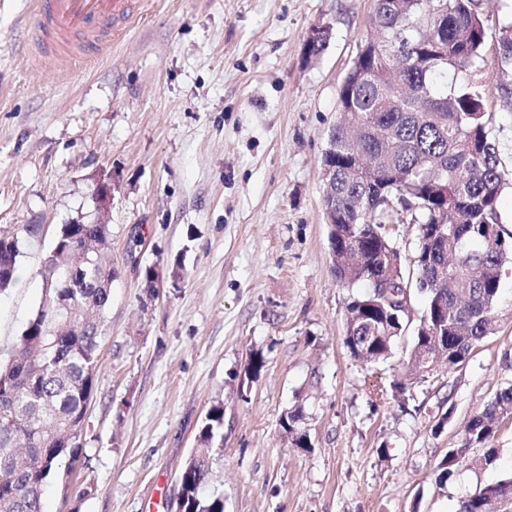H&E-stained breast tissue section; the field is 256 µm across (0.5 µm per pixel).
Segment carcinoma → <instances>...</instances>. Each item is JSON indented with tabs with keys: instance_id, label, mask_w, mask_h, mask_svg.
Segmentation results:
<instances>
[{
	"instance_id": "carcinoma-1",
	"label": "carcinoma",
	"mask_w": 512,
	"mask_h": 512,
	"mask_svg": "<svg viewBox=\"0 0 512 512\" xmlns=\"http://www.w3.org/2000/svg\"><path fill=\"white\" fill-rule=\"evenodd\" d=\"M472 0H373L358 52L339 92L340 120L328 137L321 164L336 167V244L357 243L359 266H334L347 287L366 291L348 313L374 308L380 274L377 231L389 223L393 203L417 225L416 277L430 282L408 351L407 375L416 374L426 328L448 337V352L461 358L494 331L502 273L512 260V234L503 228L498 200L505 185L498 149L488 137L482 82L485 23ZM332 33L304 46L305 61L318 59ZM499 71H512V22L499 29ZM466 82L448 92V72ZM0 251V291L14 282L28 224ZM110 226L64 224L42 267L44 298L20 336L15 354L0 362V512H42L46 479L80 460L88 401L97 381L98 350L111 289L100 273L112 267ZM97 243L94 267L83 260ZM408 329L400 317L374 325L346 319L344 342L387 358ZM512 420V386L502 389L466 426L471 445L489 443L500 422ZM224 407L212 406L182 469L185 512H224V495L203 494ZM512 498V477L488 484L461 502L460 512H486L493 499Z\"/></svg>"
}]
</instances>
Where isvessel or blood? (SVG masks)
Returning a JSON list of instances; mask_svg holds the SVG:
<instances>
[{
	"label": "vessel or blood",
	"instance_id": "b4317fda",
	"mask_svg": "<svg viewBox=\"0 0 512 512\" xmlns=\"http://www.w3.org/2000/svg\"><path fill=\"white\" fill-rule=\"evenodd\" d=\"M134 14L133 0H37L36 49L56 59L76 49L103 50Z\"/></svg>",
	"mask_w": 512,
	"mask_h": 512
}]
</instances>
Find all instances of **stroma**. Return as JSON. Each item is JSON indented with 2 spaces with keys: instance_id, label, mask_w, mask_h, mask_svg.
<instances>
[{
  "instance_id": "1",
  "label": "stroma",
  "mask_w": 512,
  "mask_h": 512,
  "mask_svg": "<svg viewBox=\"0 0 512 512\" xmlns=\"http://www.w3.org/2000/svg\"><path fill=\"white\" fill-rule=\"evenodd\" d=\"M372 6L139 0L138 20L106 53L54 64L36 52L32 0H0V232L41 227L0 292V361L42 298L43 258L61 225L102 221L112 231L111 302L79 439L86 463L47 478L43 512H145L157 487L173 503L218 403L224 426L208 483L223 491L224 512H458L467 495L512 475V421L448 479L437 470L463 446L466 422L512 384V265L494 334L406 391L397 383L407 341L369 365L343 343L357 291L332 270L321 157ZM475 8L512 231V112L500 107L498 71L512 0ZM316 25L332 39L308 63ZM103 179L112 195L102 209ZM387 231L415 279L416 227L399 205ZM136 232L144 243L132 254ZM256 352L264 367L249 379ZM287 413L308 447L283 431Z\"/></svg>"
}]
</instances>
